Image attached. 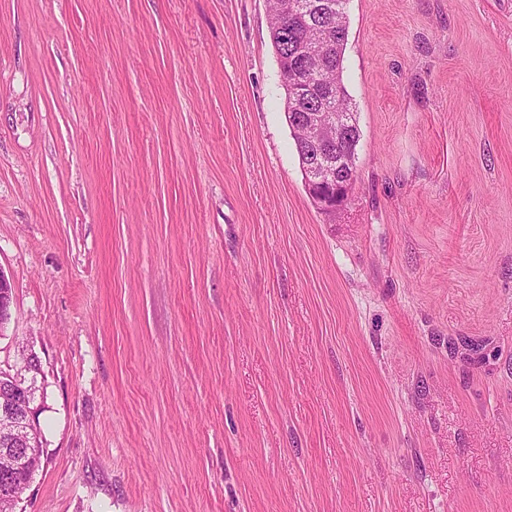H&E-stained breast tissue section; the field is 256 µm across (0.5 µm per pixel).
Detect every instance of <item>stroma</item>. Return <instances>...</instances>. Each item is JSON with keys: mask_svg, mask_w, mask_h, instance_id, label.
I'll use <instances>...</instances> for the list:
<instances>
[{"mask_svg": "<svg viewBox=\"0 0 512 512\" xmlns=\"http://www.w3.org/2000/svg\"><path fill=\"white\" fill-rule=\"evenodd\" d=\"M305 188L267 0H0L15 512H512V0H350ZM279 1H270L268 22L271 42L286 77L293 72L298 48L305 39L324 29H330L334 38L321 70L313 79L311 95L304 99L301 107L309 111L317 104L318 97H335L336 108L332 112H349L352 122L350 135L341 145L349 123L346 114L336 117L335 113L334 122L328 123L324 118L327 112H297L293 129L299 126L313 130V137L305 145L306 153L302 168L305 185L310 197L321 211L336 217L346 211L354 184L353 179L349 180L343 176L344 165L338 158V150L340 148V156L353 165L360 139L350 97L342 80L344 52L348 37V18L343 8V1L346 0H314L319 2L321 7L309 17L288 20V36L284 35L277 25ZM336 27L337 31L343 33L337 40ZM32 378L33 376L24 378V382L26 383L23 386L16 384L18 385V391H16L19 395L18 401H13L12 399V401L7 403L5 401L0 402V435H3L4 442H6L7 445L11 444V441L7 438L8 433L23 430L27 434V444L24 448H11V450H8L2 447V438L0 440V452L1 448H3L4 456L9 458L10 467L15 471L23 470L38 452L37 431L39 428L36 421L38 406H35L38 399H35L31 389ZM19 402L24 406L22 413L17 412L14 406ZM31 404L32 407H30ZM41 460V456L33 458L30 461L27 471L12 473L7 478L10 479L11 483H15L16 485L27 481L31 483L33 474L41 465Z\"/></svg>", "mask_w": 512, "mask_h": 512, "instance_id": "35a3bbf8", "label": "stroma"}]
</instances>
